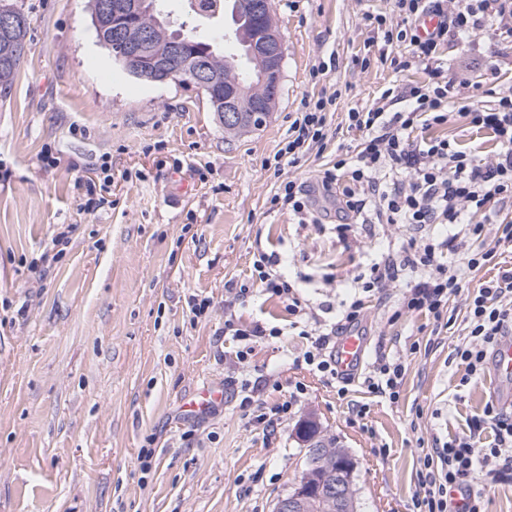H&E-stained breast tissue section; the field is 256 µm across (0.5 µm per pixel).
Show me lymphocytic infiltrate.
I'll use <instances>...</instances> for the list:
<instances>
[{"instance_id": "f902f5d3", "label": "lymphocytic infiltrate", "mask_w": 512, "mask_h": 512, "mask_svg": "<svg viewBox=\"0 0 512 512\" xmlns=\"http://www.w3.org/2000/svg\"><path fill=\"white\" fill-rule=\"evenodd\" d=\"M393 2L401 24H387L380 15L369 19L386 46L376 60L397 71L418 67L425 78L389 86L375 103L350 109L345 122L348 130L358 133L359 141L352 148L337 145L335 159L319 170L317 183L336 199L340 234L359 224H445L450 233L422 243L412 238L399 250L381 253L368 273L356 276L362 293L351 298L337 323L323 322L302 307L294 284L278 272L276 255L259 252L254 261L256 284H226L241 301L252 296L254 285H261L263 292L286 302L293 315L302 317L303 333L311 339L303 360L312 371L336 381L341 397L347 394L350 380L336 369V336L362 320L365 293L382 291L393 282L404 283L393 319L422 314L439 330L449 324L450 298L464 295L469 339L456 346L455 355L467 376H480L488 351L512 335V269L475 289L468 280L472 272L495 263L499 250L512 248V217L503 212L505 203L512 202V94L498 96L479 86L470 102L460 104L456 81L442 55L452 37L461 43L483 31L512 37V0H464L460 7L455 0ZM426 14L438 16L440 24L423 38L417 23ZM396 47L401 55H393ZM336 99L333 93L303 98L276 161L294 167L312 150L326 149L331 139L329 114ZM457 116L490 134L498 147L492 160L435 136L436 128ZM269 203L302 222L314 215L311 188L294 179L281 183ZM479 212L485 224L496 225L497 232L493 244L474 248L469 241L482 238L485 226L471 221ZM405 372L404 360L379 358L365 378L368 392L396 400ZM482 473L496 479L512 475V413L491 402L468 433L424 454L416 473L412 512H453L450 491L471 485Z\"/></svg>"}]
</instances>
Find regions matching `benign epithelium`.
<instances>
[{"instance_id": "1", "label": "benign epithelium", "mask_w": 512, "mask_h": 512, "mask_svg": "<svg viewBox=\"0 0 512 512\" xmlns=\"http://www.w3.org/2000/svg\"><path fill=\"white\" fill-rule=\"evenodd\" d=\"M147 0H123L111 10L101 8L92 15V24L98 30L112 29V40L103 41L107 48H115L128 73L149 83H175L194 85L208 90L213 97H223L224 125L238 128L241 113L266 120L273 112L283 81L285 59L284 42L273 23L272 0L236 2L234 9L243 8L262 17L265 23L252 33L245 46L258 64L259 80L229 82L224 74L212 67L211 58L197 51H187L185 33L179 31L168 40L166 51H156L154 41L145 33L134 32V22L144 12ZM171 55L183 59L175 69L169 65ZM328 439L322 434L307 443L309 462L322 466L318 477L319 495L331 512H356L355 500L350 495V480L354 465L325 463ZM314 497L309 495L307 477L303 476L279 502L276 512H313Z\"/></svg>"}]
</instances>
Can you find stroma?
<instances>
[{
  "mask_svg": "<svg viewBox=\"0 0 512 512\" xmlns=\"http://www.w3.org/2000/svg\"><path fill=\"white\" fill-rule=\"evenodd\" d=\"M27 56L0 101V512H274L301 476L300 421H317L355 464L358 512H410L416 471L434 440L466 432L512 378L466 379L453 354L466 335L464 299L437 345L426 317L391 321L400 294L366 300L369 358L406 356L396 402L346 397L303 361L297 331L266 337L246 363L224 334L226 312L243 325L286 326L285 304L256 295L226 308L228 280L247 282L258 249L276 252L299 298L336 321L371 252L441 233L438 224H369L348 236L271 210L280 181L314 180L334 148L295 167L274 156L303 96L340 91L329 116L351 143L345 112L389 85L422 80L377 63L367 14L399 23L391 0H274L284 78L265 124L228 137L202 90L131 77L96 40L89 0H22ZM374 56L369 69L358 58ZM449 72L497 92L512 90V38L474 35L443 48ZM322 75L312 76L314 66ZM467 88L460 92L468 98ZM107 156L111 179L97 172ZM103 203L85 211L84 184ZM76 230L63 254L52 240ZM208 299L202 316L192 302ZM259 382L244 408L229 385ZM224 402L189 418L181 403L203 385ZM305 395L275 429L257 410ZM369 411L355 420L352 407ZM155 451L142 475L139 451Z\"/></svg>",
  "mask_w": 512,
  "mask_h": 512,
  "instance_id": "stroma-1",
  "label": "stroma"
}]
</instances>
